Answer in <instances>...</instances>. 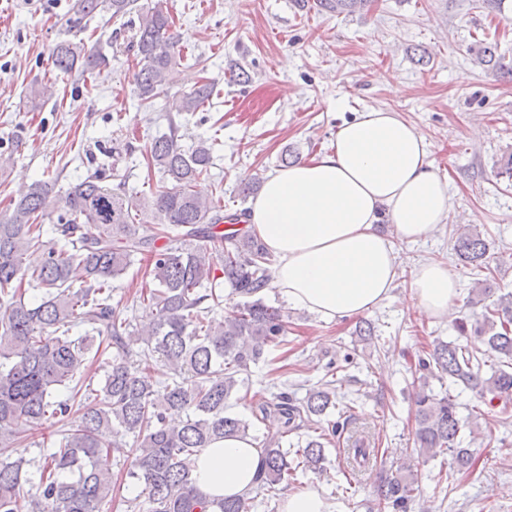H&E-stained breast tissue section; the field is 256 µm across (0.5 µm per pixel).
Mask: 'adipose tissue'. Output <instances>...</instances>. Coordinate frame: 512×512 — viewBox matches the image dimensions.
Wrapping results in <instances>:
<instances>
[{
  "label": "adipose tissue",
  "mask_w": 512,
  "mask_h": 512,
  "mask_svg": "<svg viewBox=\"0 0 512 512\" xmlns=\"http://www.w3.org/2000/svg\"><path fill=\"white\" fill-rule=\"evenodd\" d=\"M453 195L426 137L398 113L371 110L342 124L330 149L268 173L247 228L272 255L270 283L288 305L335 321L389 298L401 243L431 237ZM418 314L446 318L459 293L447 264H418L410 277ZM262 453L251 438L228 437L195 461L206 499L245 495Z\"/></svg>",
  "instance_id": "1"
}]
</instances>
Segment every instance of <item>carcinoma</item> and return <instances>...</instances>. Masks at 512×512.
Instances as JSON below:
<instances>
[{
  "mask_svg": "<svg viewBox=\"0 0 512 512\" xmlns=\"http://www.w3.org/2000/svg\"><path fill=\"white\" fill-rule=\"evenodd\" d=\"M135 0H74L72 29L82 20L107 12L125 17L133 30L131 47L138 57L135 92L142 102L158 97L166 74L180 57L179 39L167 0H150L131 16ZM371 0H317L337 13L354 12ZM102 45L83 39H63L52 51L54 71L91 74L109 65ZM497 46L482 43L477 59L490 72L504 69ZM56 81L35 83L30 101L50 99ZM213 83L205 77L172 102L171 109L188 114L209 101ZM214 143L198 139L179 144L176 133L154 139L147 164L166 184L150 197L126 193L121 184L110 188L98 175L69 185L64 197L35 181L14 200L11 212L0 219V512H20V493L34 491L35 512H100L112 493L109 471L111 431L117 428L135 439V470L130 477L143 486L138 512H250L247 496L208 501L193 476L195 458L226 437L251 435L253 423L228 412L238 393L239 375L265 358L269 347L282 342L287 322L279 307L265 302L272 259L249 233L216 232L224 213L201 196L194 184L208 174ZM57 212L54 236L43 239L38 219ZM151 219L181 229L157 245L154 235H139L137 224ZM490 243L479 233H457L454 251L477 274L490 271L486 263ZM43 252L42 262L25 265L30 251ZM138 254L149 255L147 275L154 288L146 301L152 319L145 326L144 360L155 356L174 372L161 389L150 385L141 368L126 360L130 345L141 333L132 321L112 307V280L122 276ZM223 279L241 298L237 309L220 321L208 318L219 298L213 288ZM30 289H42L39 300L27 301ZM485 280L474 282L467 305L482 308L470 325L481 336L486 353L479 357L455 343L438 342L419 368L481 396L504 412L512 408V292L489 301ZM213 305L204 306L207 301ZM122 357L103 369L101 381L91 372L103 334ZM489 367L484 378L481 368ZM415 444L422 462L450 457L449 471L466 473L479 461L474 450L460 446L464 426L455 396H439L424 389L414 397ZM82 411L76 427L62 434L58 450L32 478L31 460L17 448L46 416L64 420L72 409ZM336 409L331 382L309 390L299 401L286 392L262 403L261 414L274 410L282 429L263 439V459L257 486L279 495L297 470L323 471L326 445L340 431L328 416ZM318 431L283 446V439L300 424ZM359 466L370 463L375 449L362 442L349 449ZM418 465H402L384 476L378 486L382 512H408L419 490Z\"/></svg>",
  "mask_w": 512,
  "mask_h": 512,
  "instance_id": "cac0c4a2",
  "label": "carcinoma"
}]
</instances>
